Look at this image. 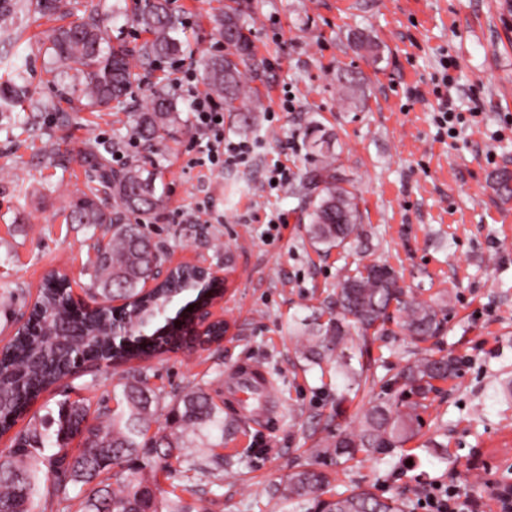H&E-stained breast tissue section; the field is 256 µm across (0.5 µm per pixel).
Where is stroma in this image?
<instances>
[{"instance_id":"35a3bbf8","label":"stroma","mask_w":512,"mask_h":512,"mask_svg":"<svg viewBox=\"0 0 512 512\" xmlns=\"http://www.w3.org/2000/svg\"><path fill=\"white\" fill-rule=\"evenodd\" d=\"M227 2L172 0L182 54L138 66L124 110L81 112L68 124L60 116L78 94L71 79L44 66L43 42L55 21L16 16L31 39V89L56 109L0 114V346L50 275L67 276L77 299L90 282L104 230L64 220L94 174L85 158L90 144L110 151L115 170L153 156L163 203L150 235L172 261L227 272L216 313L229 325L221 343L189 353L81 370L43 393L16 429L67 398L111 404L113 388L135 370L167 394L201 386L221 401L232 372L256 366L271 382L275 426L225 409L231 434L223 451L233 463L220 482L181 470L158 480L208 512H279L283 476L308 464L311 449L336 429H359L369 400L427 347L468 365L440 384L417 438L387 460L330 467V488L369 486L404 495L410 512H427L425 489L451 484L473 512H499L495 486L502 460L512 456V201L499 200L492 176L512 170V13L505 0H252L255 58L244 83L262 108L245 125L225 115L224 134L257 143V156L251 168L222 174L193 163L204 143L186 97L178 99L175 138L153 149L132 135L131 124L153 90L168 87L170 70H199L200 52L220 53L216 20ZM358 29L374 37L376 56L351 46ZM348 71L368 87L364 109L347 110L339 99L338 78ZM443 81L464 120L454 138L439 137L434 125V89ZM414 87L419 96L411 95ZM288 94L290 112L282 108ZM313 123L329 135L362 215L361 237L326 253L308 237L300 191L315 165L306 137ZM51 139L59 143L54 154L45 149ZM277 163L287 164L289 180L272 189L267 170ZM179 209L200 211L201 223H177ZM277 216L283 223L275 228ZM371 262L392 267L410 296L444 299L447 321L424 344L400 332L373 341L362 362L374 384L353 389L332 366L304 368L297 348L304 329L324 322L339 271Z\"/></svg>"}]
</instances>
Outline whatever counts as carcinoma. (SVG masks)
Returning a JSON list of instances; mask_svg holds the SVG:
<instances>
[{
    "instance_id": "carcinoma-1",
    "label": "carcinoma",
    "mask_w": 512,
    "mask_h": 512,
    "mask_svg": "<svg viewBox=\"0 0 512 512\" xmlns=\"http://www.w3.org/2000/svg\"><path fill=\"white\" fill-rule=\"evenodd\" d=\"M137 25L152 39L137 49L112 43L106 21L108 11L84 14L66 26L52 30L48 37L53 64L67 72L80 86L85 103L75 112L121 105L136 73L130 60L142 64L174 56L182 44L172 36L177 23L169 0H140ZM40 14L70 13L65 0H0V44L13 52L0 57L6 79L0 81V112H11L29 102L36 112L54 109V104L33 98L27 78V56L20 50L21 34L15 25L17 9ZM247 0H231L219 20V34L227 40L238 62L227 57L201 58L204 78L210 90L224 103L226 112H257L258 99L244 89L239 65L251 54V28ZM340 98L356 104L364 97L360 81L345 76ZM181 117L173 98L162 91L152 95L150 109L134 119L132 134L152 142L171 134ZM316 165L309 171L308 235L313 245L326 250L339 247L361 232L357 198L337 174V158L323 151L319 126L310 130ZM87 154L96 171L97 184L88 187L69 204L66 220L73 224L106 225L112 228L107 242L94 246L91 284L85 289L87 301L73 299L70 287L60 283L43 286L33 307L34 324L18 330L0 352V433L14 426L29 403L87 362L130 361L143 355L190 349L201 343H218L224 326L215 323L202 336H190L182 326L189 312L182 305L170 314L171 304L187 294L201 299L205 290L190 266L178 267L171 277L151 292L144 291L163 263L164 253L143 230L149 216L160 205L156 177L147 162L136 161L115 172L106 159L88 145ZM498 197L512 200V172L497 171L493 177ZM112 199L109 210L104 201ZM143 216L131 224L121 214ZM117 296L130 305L114 311L97 304ZM336 316L318 325L298 349L309 365L336 362L349 378L362 377L351 365L345 345L351 330L365 337L368 331L382 336L393 333L390 323L416 340L438 335L444 325V307L434 301L407 299L395 271L386 264L361 269H343L335 291L328 296ZM460 360L450 354L424 352L414 356L394 378L395 393L372 404L356 432H338L313 450L314 463L287 476L278 488L283 512H407L408 501L383 497L369 490L352 488L336 499H320L329 485L326 467L358 456L392 453L421 433L422 412L428 408L434 382L457 375ZM170 406L166 425L148 435L158 411ZM224 442V407L202 387L168 396L149 386L141 371L121 384L117 407L102 406L90 414L84 400L65 399L57 404L48 421L31 420L17 432L7 453L0 454V512H199L180 496L159 487L157 472L172 463L220 478V464L195 449L191 437ZM79 441L81 448L69 452ZM116 483H111V479Z\"/></svg>"
}]
</instances>
